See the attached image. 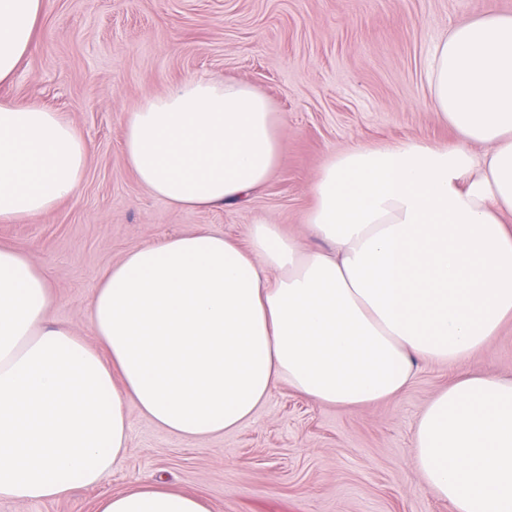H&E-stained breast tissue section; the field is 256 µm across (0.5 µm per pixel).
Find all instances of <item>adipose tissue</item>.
I'll return each mask as SVG.
<instances>
[{"instance_id": "adipose-tissue-1", "label": "adipose tissue", "mask_w": 512, "mask_h": 512, "mask_svg": "<svg viewBox=\"0 0 512 512\" xmlns=\"http://www.w3.org/2000/svg\"><path fill=\"white\" fill-rule=\"evenodd\" d=\"M46 0H0V83L30 50ZM430 105L456 146L419 139L331 155L315 177L309 250L261 219L247 244L206 230L129 251L90 303L99 346L50 326V284L0 247V498L100 484L124 456L128 405L185 439L250 422L288 384L354 410L405 392L416 362L465 363L512 318V14L485 12L433 47ZM282 119L236 80L185 79L125 122L140 186L177 209L247 203L276 170ZM486 148L475 156L471 145ZM87 145L59 113L0 101V222L73 197ZM413 460L452 512H512V379L480 372L438 391ZM98 512H210L155 483Z\"/></svg>"}]
</instances>
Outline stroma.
<instances>
[{"mask_svg":"<svg viewBox=\"0 0 512 512\" xmlns=\"http://www.w3.org/2000/svg\"><path fill=\"white\" fill-rule=\"evenodd\" d=\"M512 0H50L31 54L0 100L60 113L86 138L76 195L32 220L0 223V246L27 254L50 281L48 319L95 344L88 307L105 271L131 249L193 229L246 241L265 218L319 247L304 219L311 183L334 153L457 136L430 106L427 67L451 26ZM191 76L254 85L283 117L278 168L244 208L189 211L150 197L129 169V110ZM512 378V319L470 362ZM456 364H419L394 399L355 410L276 386L254 420L188 441L128 406L123 459L99 486L41 502L0 500V512H96L105 497L163 481L211 512H452L415 470L412 423Z\"/></svg>","mask_w":512,"mask_h":512,"instance_id":"obj_1","label":"stroma"}]
</instances>
